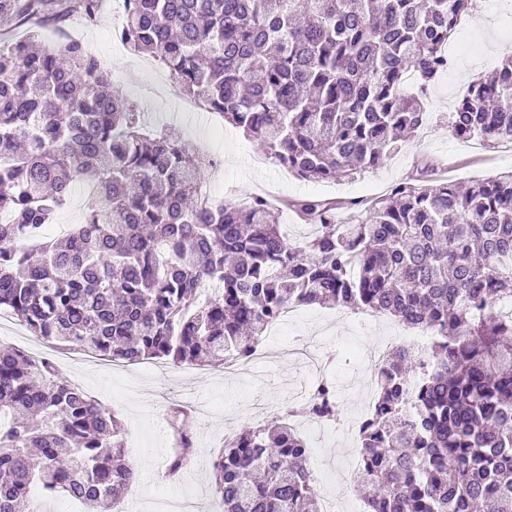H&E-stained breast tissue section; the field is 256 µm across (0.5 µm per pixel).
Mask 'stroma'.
<instances>
[{
  "label": "stroma",
  "instance_id": "stroma-1",
  "mask_svg": "<svg viewBox=\"0 0 512 512\" xmlns=\"http://www.w3.org/2000/svg\"><path fill=\"white\" fill-rule=\"evenodd\" d=\"M114 0H102L100 21L85 24L73 15L63 26L49 23L38 28L39 37L55 40L58 31L79 39L103 62L112 75V85L145 112L153 125H165L179 132L194 148L215 154L222 160L220 170H207L206 181L218 182L216 197L241 203L260 195L280 208L279 221L291 236H307L308 228L295 214L281 208L284 199L336 198L368 201L386 194L408 178L422 158H430L449 181L464 186L484 181L512 170V154L494 149L474 153L468 141L453 135L441 115L451 112L462 90L481 80L496 68L504 56L512 55V0H476L475 7L462 16L456 29L457 40L468 42L470 52L450 58L447 71L429 87L424 104L433 117L421 134L404 143L377 170L354 180L309 182L297 177L282 179L278 166L257 164L261 149L215 113L186 109L179 91L163 66L151 56L125 49L112 35ZM329 336L324 350L328 362L323 376L334 379L343 414L358 410L360 396L349 384L353 376L373 373L363 355L376 336L357 328L347 319H338L332 307H301L296 325L282 335L266 337L274 353L259 380L249 376L228 379L220 366L173 367L162 359L138 363L113 362L98 358L80 360L76 351L59 350L51 358L61 377L82 384L85 392L112 408L124 429L127 461L137 478L131 493L143 496L142 507L149 512L151 500L159 495L188 492L198 512H222L214 489L210 459L224 446V429L258 426L266 421V408L284 410L301 400L314 373L298 356L288 351L293 336ZM180 407L189 414L195 454L180 478L161 476L173 448L170 413ZM347 447L335 431L322 434L311 450V461L320 489L347 499L355 512L363 503L353 483L344 481Z\"/></svg>",
  "mask_w": 512,
  "mask_h": 512
}]
</instances>
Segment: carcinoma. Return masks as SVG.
I'll return each instance as SVG.
<instances>
[{"label":"carcinoma","mask_w":512,"mask_h":512,"mask_svg":"<svg viewBox=\"0 0 512 512\" xmlns=\"http://www.w3.org/2000/svg\"><path fill=\"white\" fill-rule=\"evenodd\" d=\"M473 0H124L121 39L218 112L274 163L311 182L379 167L427 121L421 95ZM99 0H0V309L33 335L116 361L175 367L246 359L290 305L332 304L432 333L430 364L398 351L379 369L358 434L365 512H512V172L466 190L422 172L372 200H287L316 231L295 242L262 197L196 202L200 153L109 90L75 39H18L26 24ZM452 133L512 142V56L469 86ZM88 180L99 206L61 241L44 228ZM337 422L336 384L212 461L224 512H322L292 413ZM168 471L190 464L176 431ZM135 478L112 409L0 346V512L34 492L112 512Z\"/></svg>","instance_id":"carcinoma-1"}]
</instances>
